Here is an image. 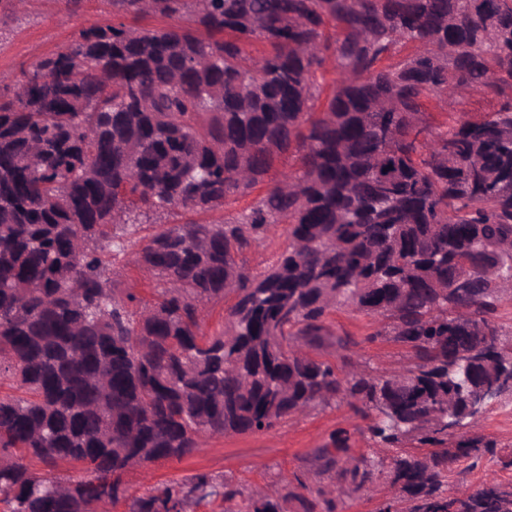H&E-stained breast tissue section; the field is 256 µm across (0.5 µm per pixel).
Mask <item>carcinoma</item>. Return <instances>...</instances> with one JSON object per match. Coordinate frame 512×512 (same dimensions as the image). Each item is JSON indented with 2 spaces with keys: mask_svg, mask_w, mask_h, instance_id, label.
Wrapping results in <instances>:
<instances>
[{
  "mask_svg": "<svg viewBox=\"0 0 512 512\" xmlns=\"http://www.w3.org/2000/svg\"><path fill=\"white\" fill-rule=\"evenodd\" d=\"M106 3L119 22L0 75V512H346L381 485L377 512H512L500 481L449 483L497 441L448 439L500 369L487 337L512 342V0ZM476 92L500 105L471 120ZM145 224L142 306L111 274ZM350 308L412 363L348 354L330 317ZM340 404L370 448L336 430L286 493L208 473L129 492L138 467ZM288 245V240L285 235L276 236L268 240L263 246L254 249L248 255L249 265L256 270H262L270 264L276 254L284 250Z\"/></svg>",
  "mask_w": 512,
  "mask_h": 512,
  "instance_id": "cac0c4a2",
  "label": "carcinoma"
}]
</instances>
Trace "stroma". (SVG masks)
I'll list each match as a JSON object with an SVG mask.
<instances>
[{"mask_svg": "<svg viewBox=\"0 0 512 512\" xmlns=\"http://www.w3.org/2000/svg\"><path fill=\"white\" fill-rule=\"evenodd\" d=\"M105 0H82L67 13L65 0H29L23 13L14 16L0 32V71L20 74L41 58L64 48L79 29L111 24ZM337 334L349 335L355 358L389 369L406 364L404 350L390 342L366 343L369 317L341 312L331 318ZM367 422L348 407L328 408L289 419L275 428L252 435L212 440L182 462L153 466L155 484L206 472L219 479L242 484L247 490L284 485L294 472L312 467L314 450L336 429L349 430L354 447H367Z\"/></svg>", "mask_w": 512, "mask_h": 512, "instance_id": "stroma-1", "label": "stroma"}]
</instances>
